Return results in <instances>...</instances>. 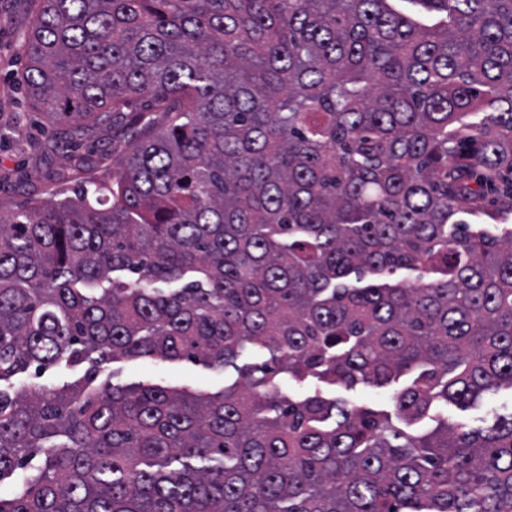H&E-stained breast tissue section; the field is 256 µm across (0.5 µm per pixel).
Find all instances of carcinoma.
Listing matches in <instances>:
<instances>
[{
    "mask_svg": "<svg viewBox=\"0 0 512 512\" xmlns=\"http://www.w3.org/2000/svg\"><path fill=\"white\" fill-rule=\"evenodd\" d=\"M394 2L39 0L32 101L135 135L0 220V382L85 367L0 389V512H512V410L438 414L512 390V240L456 219L512 213V0ZM142 356L237 379L96 385ZM83 375L81 367H67L64 364L52 367L45 372L35 373L33 369L16 375L9 382H3V387L16 389H34L37 387H61L80 379ZM402 379L399 383H392L387 387H362L353 391H345L343 388L336 389V396H344L349 400L356 403H367L373 406L386 408L392 401V395L399 389L402 384ZM505 406V408H503ZM511 407V395L509 390L502 389L495 395H490L487 400H482L477 407L460 410L453 405H448V420L465 424L468 428L486 425L494 409L498 412H507Z\"/></svg>",
    "mask_w": 512,
    "mask_h": 512,
    "instance_id": "cac0c4a2",
    "label": "carcinoma"
}]
</instances>
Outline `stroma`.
Instances as JSON below:
<instances>
[{"label":"stroma","instance_id":"obj_1","mask_svg":"<svg viewBox=\"0 0 512 512\" xmlns=\"http://www.w3.org/2000/svg\"><path fill=\"white\" fill-rule=\"evenodd\" d=\"M38 0H0V215L13 214L30 203L72 194L89 180L114 179L119 172L117 149L131 130L118 124L73 141L64 128L48 132L47 122L26 94L21 81L26 59L22 35ZM230 370L187 360L120 357L102 364L98 384L139 382L187 386L215 393L233 382Z\"/></svg>","mask_w":512,"mask_h":512}]
</instances>
